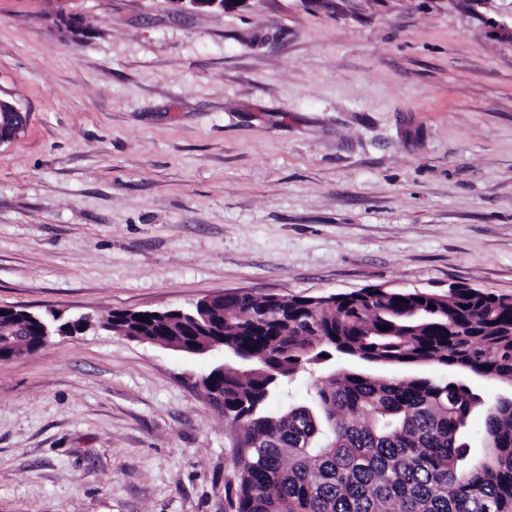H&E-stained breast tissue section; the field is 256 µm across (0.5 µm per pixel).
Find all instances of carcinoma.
<instances>
[{"label": "carcinoma", "instance_id": "carcinoma-1", "mask_svg": "<svg viewBox=\"0 0 512 512\" xmlns=\"http://www.w3.org/2000/svg\"><path fill=\"white\" fill-rule=\"evenodd\" d=\"M189 323L124 311L103 328L171 343ZM37 335L27 315L0 323V336ZM194 335L224 353L213 386L238 429L230 512H512V396L487 403L465 380L512 387V298L466 286L244 294ZM354 360L449 372L374 376ZM317 364L334 370L313 382L310 404L268 411L284 382ZM480 407L486 453L473 458L466 427Z\"/></svg>", "mask_w": 512, "mask_h": 512}]
</instances>
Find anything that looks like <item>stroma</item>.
I'll list each match as a JSON object with an SVG mask.
<instances>
[{"label": "stroma", "instance_id": "obj_1", "mask_svg": "<svg viewBox=\"0 0 512 512\" xmlns=\"http://www.w3.org/2000/svg\"><path fill=\"white\" fill-rule=\"evenodd\" d=\"M0 94V305L512 297V0H0ZM222 360L92 327L0 363V512H229ZM166 2L179 8H189L195 11H204L206 9H224L243 4L246 0H166ZM25 125L22 110L0 94V145L14 140Z\"/></svg>", "mask_w": 512, "mask_h": 512}]
</instances>
